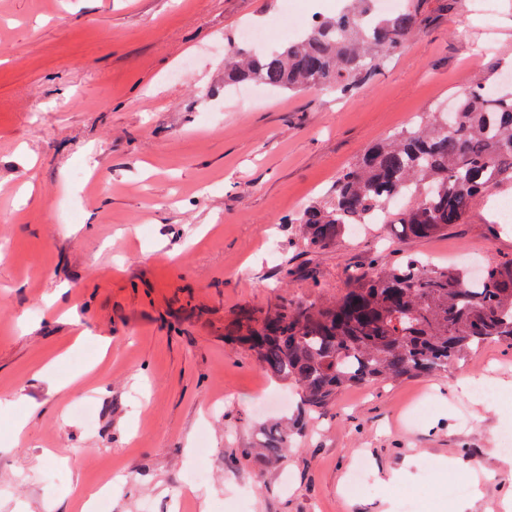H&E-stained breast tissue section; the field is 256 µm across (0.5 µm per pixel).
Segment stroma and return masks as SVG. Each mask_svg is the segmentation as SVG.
<instances>
[{"mask_svg": "<svg viewBox=\"0 0 512 512\" xmlns=\"http://www.w3.org/2000/svg\"><path fill=\"white\" fill-rule=\"evenodd\" d=\"M498 2L489 55L461 0H412L418 27L357 88L261 84L245 104L224 86L241 29L278 49L286 8L347 0H0V512H84L93 492L109 512H449L453 472L471 512H512L489 453L512 429V346L301 419L294 388L224 342L239 308L337 296L374 258H512L486 203L432 237L377 224L317 252L290 223L368 146L512 74ZM278 422L296 430L270 462Z\"/></svg>", "mask_w": 512, "mask_h": 512, "instance_id": "stroma-1", "label": "stroma"}]
</instances>
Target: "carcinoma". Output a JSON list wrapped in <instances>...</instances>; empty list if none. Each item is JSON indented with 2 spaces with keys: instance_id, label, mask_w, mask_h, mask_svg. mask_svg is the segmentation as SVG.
<instances>
[{
  "instance_id": "obj_1",
  "label": "carcinoma",
  "mask_w": 512,
  "mask_h": 512,
  "mask_svg": "<svg viewBox=\"0 0 512 512\" xmlns=\"http://www.w3.org/2000/svg\"><path fill=\"white\" fill-rule=\"evenodd\" d=\"M416 24L410 4L379 15L373 0H351L297 43L261 53L233 48L224 85L345 89L376 69L380 55L395 52ZM456 115L451 124L443 115L422 119L368 149L337 177L328 201L290 219L306 246H331L376 212L380 224L429 237L512 185V91L492 83L469 88L457 96ZM389 198L401 208H385ZM375 264L349 271L331 300L240 308L224 341L247 347L272 376L292 382L309 412L328 407L345 388L444 371L473 349L512 341V260L488 262L476 281L418 258ZM289 442L288 429L274 425L261 448L280 458Z\"/></svg>"
}]
</instances>
